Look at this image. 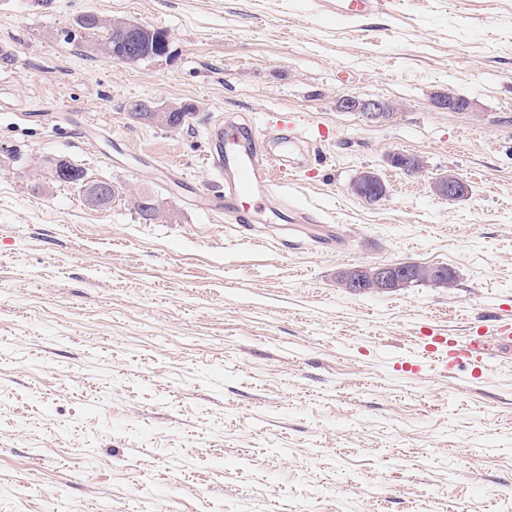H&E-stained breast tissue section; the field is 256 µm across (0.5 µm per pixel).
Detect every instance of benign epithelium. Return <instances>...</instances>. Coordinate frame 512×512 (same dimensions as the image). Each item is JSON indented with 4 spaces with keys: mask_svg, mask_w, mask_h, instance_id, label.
<instances>
[{
    "mask_svg": "<svg viewBox=\"0 0 512 512\" xmlns=\"http://www.w3.org/2000/svg\"><path fill=\"white\" fill-rule=\"evenodd\" d=\"M127 33L126 45L121 55L113 58L123 61L129 55L148 54L150 57H163L168 54V36L144 24L124 23ZM341 108L347 112H358L369 121H381L390 115L391 107L380 99H361L348 96L341 100ZM435 105L442 109L466 111L471 107L467 99L457 98L450 93L440 94L435 98ZM148 111L141 107L129 109L130 118L136 122L153 125H168V113L176 108L174 103L147 102ZM392 166L403 171L415 172L425 166L423 157L415 154L394 153L389 157ZM432 192L450 202L457 201L468 192L467 184L455 173L448 172L431 183ZM87 204L103 208L107 206L115 186L106 182H96L85 187ZM351 192L368 203H376L387 195V187L381 177L371 169H361L350 183ZM452 277L446 266L422 264H377L357 266L338 272L337 280L345 291L357 294L371 291H391L414 280H425L434 284H444Z\"/></svg>",
    "mask_w": 512,
    "mask_h": 512,
    "instance_id": "1",
    "label": "benign epithelium"
}]
</instances>
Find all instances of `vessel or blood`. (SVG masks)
<instances>
[{"label": "vessel or blood", "instance_id": "b4317fda", "mask_svg": "<svg viewBox=\"0 0 512 512\" xmlns=\"http://www.w3.org/2000/svg\"><path fill=\"white\" fill-rule=\"evenodd\" d=\"M382 4L383 0H328L326 7L337 16L359 19L372 14ZM209 140L207 160L224 179V197L214 202L215 211L233 214L236 222L241 223L245 220V210L276 199L280 205L269 210V222L314 223L313 215L289 206L282 182L270 176L272 166L283 165L284 152L299 143L296 127L279 124L263 134L251 124L228 120L211 129ZM498 347L512 348V321L497 320L487 336L429 337L422 357L432 361L436 370L444 374L463 363L483 376L492 371L497 361L494 350Z\"/></svg>", "mask_w": 512, "mask_h": 512}]
</instances>
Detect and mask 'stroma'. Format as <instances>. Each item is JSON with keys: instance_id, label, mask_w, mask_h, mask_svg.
<instances>
[{"instance_id": "stroma-1", "label": "stroma", "mask_w": 512, "mask_h": 512, "mask_svg": "<svg viewBox=\"0 0 512 512\" xmlns=\"http://www.w3.org/2000/svg\"><path fill=\"white\" fill-rule=\"evenodd\" d=\"M89 13L164 30L168 56L94 52ZM1 41L0 512H512V361L404 366L418 337L512 317V0L349 22L310 0H0ZM448 91L470 109L438 108ZM136 100L193 116L143 126ZM270 114L313 134L288 196L335 246L206 209L210 129ZM59 157L114 184L111 207L49 179ZM362 168L381 202L351 193ZM450 171L468 186L452 203L430 188ZM140 193L172 220H142ZM404 262L456 283L337 284ZM341 108L347 112H358L369 121H381L390 115L391 107L380 99H361L348 96L341 100ZM351 192L366 201L376 203L387 195V187L381 177L371 169H361L350 183Z\"/></svg>"}]
</instances>
